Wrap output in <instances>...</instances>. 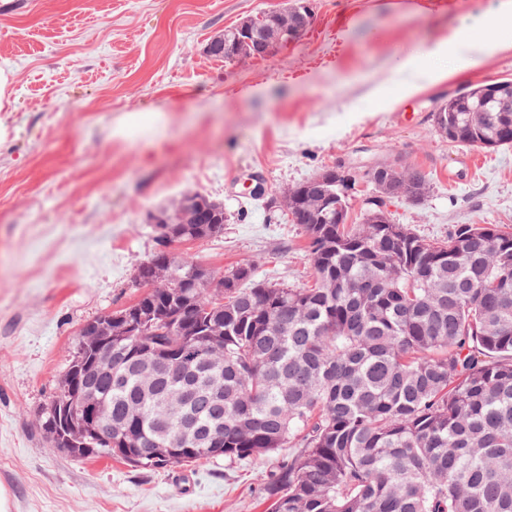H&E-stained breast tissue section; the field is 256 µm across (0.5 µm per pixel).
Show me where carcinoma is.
Returning <instances> with one entry per match:
<instances>
[{"label":"carcinoma","instance_id":"obj_1","mask_svg":"<svg viewBox=\"0 0 512 512\" xmlns=\"http://www.w3.org/2000/svg\"><path fill=\"white\" fill-rule=\"evenodd\" d=\"M226 61L253 43L223 33ZM473 97L441 104L440 133L481 149L512 145V112ZM185 238L208 214L183 199L163 209ZM303 224L316 282L289 288L241 263L224 293H184L196 263L172 255L157 308L197 303L199 330L177 319L112 341V375L90 380L123 441L86 457L128 458L144 470L214 457L228 463L289 448L266 482L271 512H512V233L462 224L442 243L404 224ZM165 350L181 377H146L137 360ZM67 372L39 425L72 399ZM175 448L173 456L153 455Z\"/></svg>","mask_w":512,"mask_h":512}]
</instances>
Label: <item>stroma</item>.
<instances>
[{"label":"stroma","instance_id":"35a3bbf8","mask_svg":"<svg viewBox=\"0 0 512 512\" xmlns=\"http://www.w3.org/2000/svg\"><path fill=\"white\" fill-rule=\"evenodd\" d=\"M287 0H0V512H267L288 457L142 470L50 449L37 418L81 325L134 302L155 248L149 214L189 192L223 201L220 237L173 244L221 274L313 282L307 236L270 201L335 167L356 173L352 223L379 161L424 171L422 203H388L432 242L461 224L512 232V146L448 141L433 113L467 85L512 80V30L469 72L405 95L401 55L468 34L499 0H311L314 20L269 58L221 61L209 39ZM142 124L115 128L130 116ZM471 156L472 167L462 159Z\"/></svg>","mask_w":512,"mask_h":512}]
</instances>
